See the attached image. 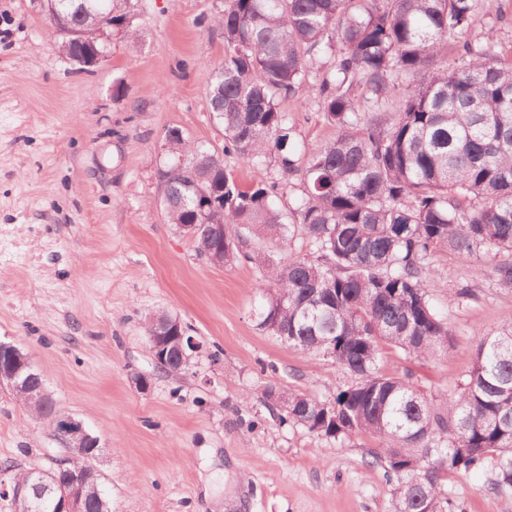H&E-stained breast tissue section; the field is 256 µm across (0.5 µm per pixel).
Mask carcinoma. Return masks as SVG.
I'll return each instance as SVG.
<instances>
[{"mask_svg": "<svg viewBox=\"0 0 512 512\" xmlns=\"http://www.w3.org/2000/svg\"><path fill=\"white\" fill-rule=\"evenodd\" d=\"M81 3L57 9L79 26ZM220 23L224 62L210 105L223 143L166 130L169 223L201 225V255L215 248L209 224L221 220L224 266L267 267L259 328L353 378L332 398L270 387L265 399L281 396L282 422L318 437L375 438L389 512H446L448 473L486 463L497 490L511 491L512 320L478 334L473 370L439 404L412 373H383L381 360L386 348L447 355L453 332L428 288L438 255L489 259L497 285L512 291V58L492 54L475 0H224ZM450 43L452 69L440 64ZM326 55L334 68L314 86ZM313 93L336 135L303 157L282 103ZM227 154L299 177L294 207H278L284 184L237 180ZM211 174L217 192L201 213L193 183ZM261 234L282 246L303 235L312 256L274 266L251 253ZM322 336L333 348L318 345Z\"/></svg>", "mask_w": 512, "mask_h": 512, "instance_id": "1", "label": "carcinoma"}]
</instances>
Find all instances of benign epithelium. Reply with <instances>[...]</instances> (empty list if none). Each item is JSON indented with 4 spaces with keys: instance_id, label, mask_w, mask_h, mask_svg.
I'll return each instance as SVG.
<instances>
[{
    "instance_id": "obj_1",
    "label": "benign epithelium",
    "mask_w": 512,
    "mask_h": 512,
    "mask_svg": "<svg viewBox=\"0 0 512 512\" xmlns=\"http://www.w3.org/2000/svg\"><path fill=\"white\" fill-rule=\"evenodd\" d=\"M85 14L97 17L96 39L86 38L83 28L71 26L61 16L58 17V28L66 36L63 56L78 69L89 71L106 61L112 32L126 31L134 14H129L127 21L120 25L112 22L114 13L110 10L102 17L88 8ZM75 44L87 45L85 53L75 55L71 50ZM147 335L155 362L165 369L171 366L178 371H187L201 351L200 345L188 334L182 322L167 312L156 313L148 319ZM30 370L31 361L20 348L0 342V388H8L35 415L39 416L48 410L53 412L54 431L64 439L68 447V456L64 462L67 477L64 483L53 486L35 476L36 470L33 469L23 476L0 481V495L11 500L14 512H35L39 498L35 497L34 488L39 486L53 494L50 498L53 512H88L93 495L98 493L97 484L91 480L89 472L94 470L92 461L101 451L99 439L81 421L51 408L44 385H33L30 376L26 375Z\"/></svg>"
}]
</instances>
